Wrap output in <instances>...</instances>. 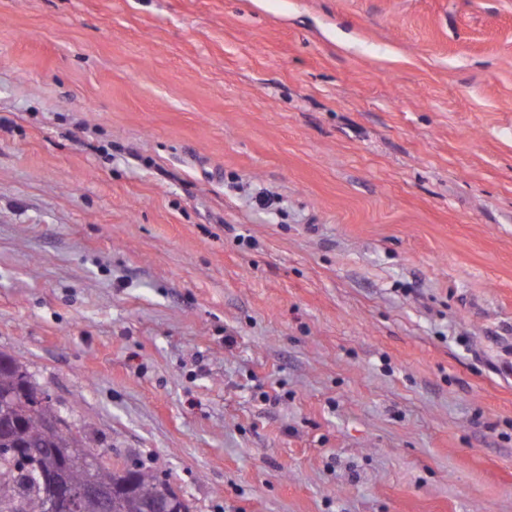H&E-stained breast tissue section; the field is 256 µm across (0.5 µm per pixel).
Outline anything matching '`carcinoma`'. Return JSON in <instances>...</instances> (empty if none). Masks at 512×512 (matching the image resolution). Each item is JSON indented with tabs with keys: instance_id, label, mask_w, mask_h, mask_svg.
<instances>
[{
	"instance_id": "cac0c4a2",
	"label": "carcinoma",
	"mask_w": 512,
	"mask_h": 512,
	"mask_svg": "<svg viewBox=\"0 0 512 512\" xmlns=\"http://www.w3.org/2000/svg\"><path fill=\"white\" fill-rule=\"evenodd\" d=\"M15 359L0 353V512H47L48 497L44 474L55 471L66 481L83 479V474L60 466L55 455L17 457L10 451L15 444L29 448H70L72 430L52 431L46 426L51 408L35 407L31 390L15 387L11 365ZM94 477L129 495L125 512H143L148 503L175 495L170 481L159 478L141 466L110 469L101 466Z\"/></svg>"
}]
</instances>
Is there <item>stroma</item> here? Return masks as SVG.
<instances>
[{
    "label": "stroma",
    "instance_id": "stroma-1",
    "mask_svg": "<svg viewBox=\"0 0 512 512\" xmlns=\"http://www.w3.org/2000/svg\"><path fill=\"white\" fill-rule=\"evenodd\" d=\"M0 352L192 512H512V0H0Z\"/></svg>",
    "mask_w": 512,
    "mask_h": 512
}]
</instances>
